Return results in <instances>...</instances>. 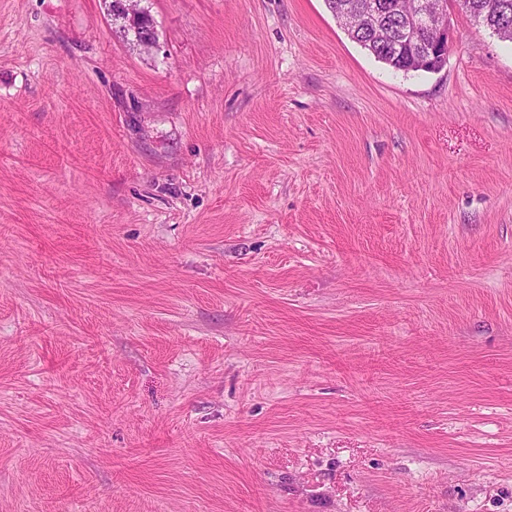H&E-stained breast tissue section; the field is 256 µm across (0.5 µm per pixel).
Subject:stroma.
I'll return each mask as SVG.
<instances>
[{"label": "stroma", "mask_w": 512, "mask_h": 512, "mask_svg": "<svg viewBox=\"0 0 512 512\" xmlns=\"http://www.w3.org/2000/svg\"><path fill=\"white\" fill-rule=\"evenodd\" d=\"M141 5L0 0V512H512V42ZM119 1L120 0H112V24L118 27L123 38L130 46L132 45L133 47H136L137 41L141 38L142 33L144 32V28L135 27L128 23L133 25H144L146 30L137 48L144 52H149L152 49H155L159 44V36L156 30L152 29V26L147 23L146 19L143 17V12L147 17L152 18L150 14L146 10L142 11L141 8H137V4L140 0H125L123 3L125 19L128 23L124 21V17H122L118 11Z\"/></svg>", "instance_id": "1"}]
</instances>
